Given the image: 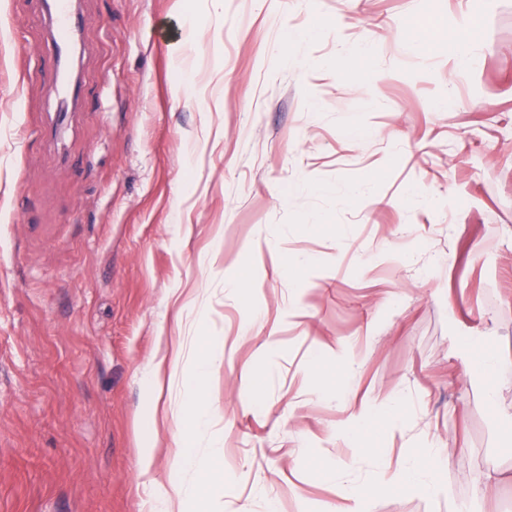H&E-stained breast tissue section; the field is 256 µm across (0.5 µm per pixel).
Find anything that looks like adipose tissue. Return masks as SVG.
<instances>
[{"label":"adipose tissue","instance_id":"ef3b65f1","mask_svg":"<svg viewBox=\"0 0 512 512\" xmlns=\"http://www.w3.org/2000/svg\"><path fill=\"white\" fill-rule=\"evenodd\" d=\"M200 364L187 384L186 421L182 427L181 447H184V462L201 478L197 493L189 494L182 486H174L163 512H218L217 507L224 496V467L222 449L200 454L190 448L189 442L205 424L209 408V391L205 381L206 372L219 366L224 359V344L218 338H210L200 349ZM448 458L434 454L413 459L410 466L399 472L381 471L375 474L361 490L349 491L354 504L407 488H418L426 495H445L447 488L443 475L448 468Z\"/></svg>","mask_w":512,"mask_h":512}]
</instances>
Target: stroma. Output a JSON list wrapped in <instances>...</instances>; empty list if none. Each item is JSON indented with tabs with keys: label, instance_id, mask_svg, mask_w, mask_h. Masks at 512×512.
Listing matches in <instances>:
<instances>
[{
	"label": "stroma",
	"instance_id": "35a3bbf8",
	"mask_svg": "<svg viewBox=\"0 0 512 512\" xmlns=\"http://www.w3.org/2000/svg\"><path fill=\"white\" fill-rule=\"evenodd\" d=\"M75 7L58 132L44 0H0V512H158L191 488L201 336L224 340L194 441L224 450L223 512H339L439 448L446 495L366 512H512V0ZM465 15V67L406 40ZM467 336L500 356L496 409ZM389 401L364 454L357 417Z\"/></svg>",
	"mask_w": 512,
	"mask_h": 512
}]
</instances>
